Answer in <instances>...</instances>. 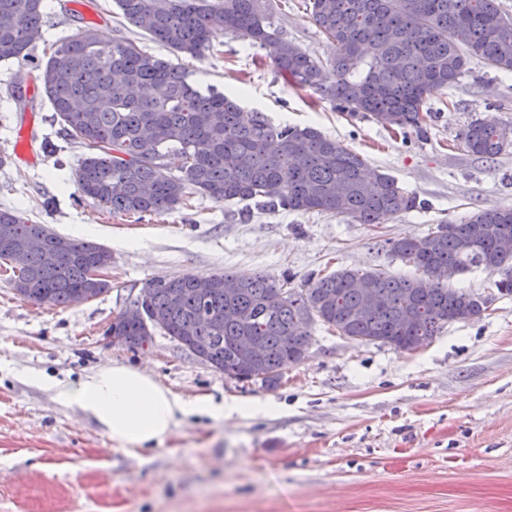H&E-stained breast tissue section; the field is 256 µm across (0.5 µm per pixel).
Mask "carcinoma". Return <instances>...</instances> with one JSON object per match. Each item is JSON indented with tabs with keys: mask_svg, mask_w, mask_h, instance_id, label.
Returning a JSON list of instances; mask_svg holds the SVG:
<instances>
[{
	"mask_svg": "<svg viewBox=\"0 0 512 512\" xmlns=\"http://www.w3.org/2000/svg\"><path fill=\"white\" fill-rule=\"evenodd\" d=\"M121 16L151 40L179 55L201 59L219 35L230 34L267 51L277 73L351 115L363 114L396 130L423 131L424 106L454 85L469 65L512 72V16L499 0H308L310 19L336 43V56L316 61L288 39L273 15V0H116ZM42 0H0V61H26L42 31ZM54 119L69 139L86 143L75 184L114 214L172 211L195 190L217 202L251 201L262 210L348 216L385 224L419 206L416 197L380 172L368 180L365 159L312 126L275 124L245 112L232 97L203 88L188 70L136 42L98 39L85 29L56 43L36 65ZM465 151L494 159L512 145V127L483 120L458 134ZM181 158L178 173L166 158ZM14 242L59 234L23 214L0 210ZM512 208L487 207L459 223L440 224L421 237L389 242L390 252L424 274L344 267L311 286L287 288L265 275H209L206 295L191 274L166 278L154 289L149 313L190 355L238 381L275 386L281 370L298 363L293 336L310 335V317L328 330L364 343L411 350L424 346L464 312L482 315L481 298L442 281L438 273L482 267L500 275L512 293ZM112 253L90 241L53 262L39 252L0 245V263L12 271L15 294L42 306H70L109 289L95 285L90 267ZM365 281L380 301L364 305ZM413 314L408 325L404 316ZM224 320L220 331L210 328ZM112 326L130 348L145 344L143 317L120 314ZM256 343L247 355L241 341Z\"/></svg>",
	"mask_w": 512,
	"mask_h": 512,
	"instance_id": "cac0c4a2",
	"label": "carcinoma"
}]
</instances>
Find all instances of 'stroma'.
Segmentation results:
<instances>
[{
	"label": "stroma",
	"mask_w": 512,
	"mask_h": 512,
	"mask_svg": "<svg viewBox=\"0 0 512 512\" xmlns=\"http://www.w3.org/2000/svg\"><path fill=\"white\" fill-rule=\"evenodd\" d=\"M43 15L36 63L88 27L101 39L169 54L128 24L114 0H44ZM275 20L312 58L335 54L304 0H279ZM178 61L200 86L237 96L244 111L342 142L421 207L370 226L194 192L186 205L139 221L108 216L74 183L89 147L60 134L39 82L29 84L30 104L20 109L12 95L18 64L0 62V209L65 237L84 226L112 254L109 291L67 308L22 300L0 271V512H512V294L499 293L488 270L451 282L487 299L483 315L449 323L415 351L349 340L311 322L307 357L285 367L274 389L224 376L158 330L135 350L106 335L157 278L229 270L299 289L342 267L413 274L389 240L485 207L512 208V148L490 160L457 139L474 119L512 125V73L471 63L458 83L428 99L438 117L420 136L339 111L231 35L204 58ZM24 132L32 158L18 165L14 148ZM113 362L146 370L184 398L233 402L241 411L221 424L190 419L156 450L119 449L30 381L75 379Z\"/></svg>",
	"instance_id": "35a3bbf8"
}]
</instances>
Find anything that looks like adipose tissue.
Listing matches in <instances>:
<instances>
[{"mask_svg":"<svg viewBox=\"0 0 512 512\" xmlns=\"http://www.w3.org/2000/svg\"><path fill=\"white\" fill-rule=\"evenodd\" d=\"M35 383L50 390L59 404L94 420L114 443L140 448L162 445L189 418L220 421L237 411L233 404L220 408L205 398L186 400L148 374L117 363L75 381L41 375Z\"/></svg>","mask_w":512,"mask_h":512,"instance_id":"ef3b65f1","label":"adipose tissue"}]
</instances>
